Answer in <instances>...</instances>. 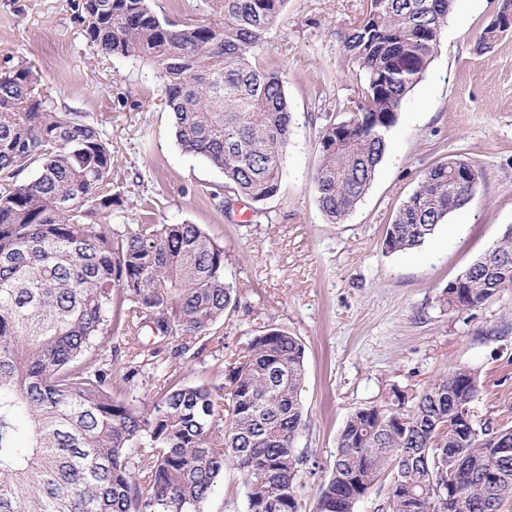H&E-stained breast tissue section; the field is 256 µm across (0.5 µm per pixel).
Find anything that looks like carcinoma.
<instances>
[{"mask_svg": "<svg viewBox=\"0 0 512 512\" xmlns=\"http://www.w3.org/2000/svg\"><path fill=\"white\" fill-rule=\"evenodd\" d=\"M344 32L364 73L356 123L327 124L313 184L320 210L343 222L366 193L407 95L439 46L453 0H368ZM284 0H205L214 27L160 19L150 0H83L85 35L104 56L150 61L181 149L224 173L230 196L275 197L291 113L278 72L253 62ZM36 68L0 74V512H198L232 466L247 512H300L304 377L300 340L254 337L220 388L174 386L141 412L112 395V327L201 339L235 301L224 247L195 224H138L117 236L101 220L112 195V148L74 113L56 112ZM25 171L33 178L20 184ZM480 173L450 158L421 176L388 225V253L414 249L468 204ZM512 286V227L443 290L473 308ZM477 374L432 380L412 408L349 416L316 512H354L391 478L386 512H498L512 498V429L462 423ZM230 418L219 425L220 401ZM451 485L457 503L443 492Z\"/></svg>", "mask_w": 512, "mask_h": 512, "instance_id": "cac0c4a2", "label": "carcinoma"}]
</instances>
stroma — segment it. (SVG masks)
I'll return each mask as SVG.
<instances>
[{"instance_id":"stroma-1","label":"stroma","mask_w":512,"mask_h":512,"mask_svg":"<svg viewBox=\"0 0 512 512\" xmlns=\"http://www.w3.org/2000/svg\"><path fill=\"white\" fill-rule=\"evenodd\" d=\"M83 0H0V72L30 62L57 111L73 112L112 144V191L119 205L104 225L195 224L224 248L235 307L192 341L113 329L115 398L144 408L173 385H222L230 364L269 329L304 347V426L296 481L301 512H315L339 435L357 408L414 398L438 375L474 370L476 420L512 427V287L473 309H449L448 283L512 226V31L486 53L476 43L499 0H454L437 52L409 93L390 149L343 223L320 210L313 176L327 122L356 114L362 71L342 52V35L367 0H286L256 52L278 71L292 112L279 193L246 198L224 212L212 195L223 173L184 152L146 60L97 56L84 37ZM465 160L482 177L473 199L421 246L385 253L396 211L431 166ZM189 346L190 358L179 356ZM157 349V367L131 372L125 349ZM199 512H247L246 490L228 468Z\"/></svg>"}]
</instances>
